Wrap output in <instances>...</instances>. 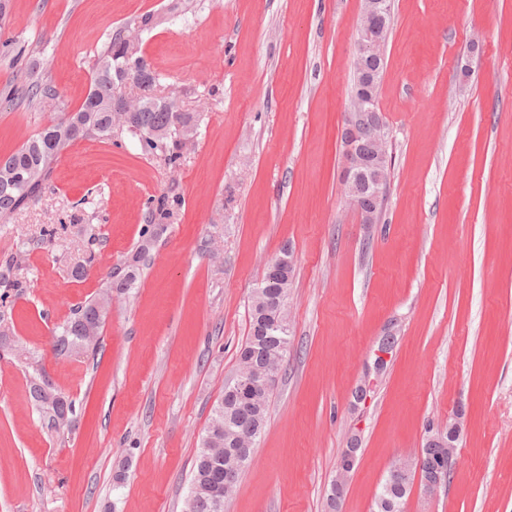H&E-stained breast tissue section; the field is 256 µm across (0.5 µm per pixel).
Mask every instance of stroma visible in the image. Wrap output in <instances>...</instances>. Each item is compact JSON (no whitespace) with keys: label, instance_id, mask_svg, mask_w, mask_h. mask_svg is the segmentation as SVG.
Here are the masks:
<instances>
[{"label":"stroma","instance_id":"1","mask_svg":"<svg viewBox=\"0 0 512 512\" xmlns=\"http://www.w3.org/2000/svg\"><path fill=\"white\" fill-rule=\"evenodd\" d=\"M361 9L10 0L0 157L52 117L21 95L26 61L77 108L109 35L147 14L141 53L195 131L176 167L124 130L76 141L40 200L0 222V260L22 252L26 283L5 310L24 354L0 359V512H184L251 294L286 246L291 342L226 512H372L394 460L455 420L447 485L413 489L406 512H512V0H391L378 107L392 163L370 226L341 180ZM161 204L165 229L134 288L113 294L96 351L55 356L58 326L99 293L100 271L124 266ZM90 253L89 276L72 278ZM392 324L378 372L373 350ZM40 367L74 403L66 426L30 400Z\"/></svg>","mask_w":512,"mask_h":512}]
</instances>
